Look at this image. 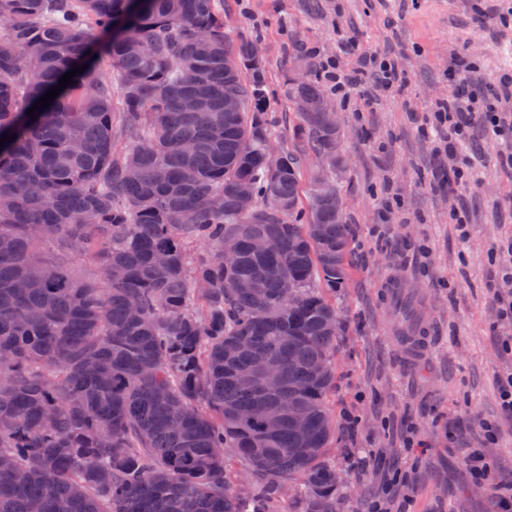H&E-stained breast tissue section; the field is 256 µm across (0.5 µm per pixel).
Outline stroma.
Masks as SVG:
<instances>
[{
    "label": "stroma",
    "instance_id": "1",
    "mask_svg": "<svg viewBox=\"0 0 512 512\" xmlns=\"http://www.w3.org/2000/svg\"><path fill=\"white\" fill-rule=\"evenodd\" d=\"M232 48L259 49L267 122L288 147L298 123L289 89L310 65L349 71L372 53L397 57L404 84L331 95L347 164L332 180L353 229L336 386L328 399L336 431L326 460L342 477L340 512H505L493 483L474 484L466 458L483 449L494 475L512 477V416L501 384L512 374V296L498 249L512 243V126L475 125L457 147L470 184L448 185L420 126L452 90L484 99L512 79V0H224ZM465 216L461 239L454 214ZM400 284L407 316L429 330L424 354L397 340L398 310L383 298Z\"/></svg>",
    "mask_w": 512,
    "mask_h": 512
}]
</instances>
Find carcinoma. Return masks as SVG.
Masks as SVG:
<instances>
[{"label": "carcinoma", "instance_id": "cac0c4a2", "mask_svg": "<svg viewBox=\"0 0 512 512\" xmlns=\"http://www.w3.org/2000/svg\"><path fill=\"white\" fill-rule=\"evenodd\" d=\"M0 28V512H270L285 483L296 512H336L349 224L319 173L302 210V150L271 153L261 63L231 50L224 0H0ZM291 94L325 96L310 77ZM298 117L336 172V131ZM261 361L273 391L237 377Z\"/></svg>", "mask_w": 512, "mask_h": 512}]
</instances>
